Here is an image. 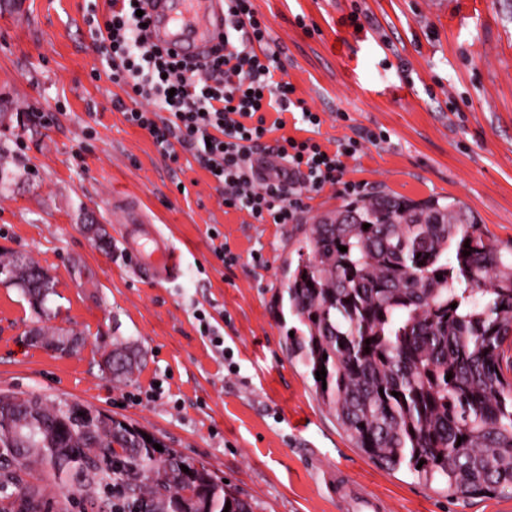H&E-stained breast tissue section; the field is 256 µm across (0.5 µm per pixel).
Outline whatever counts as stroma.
I'll list each match as a JSON object with an SVG mask.
<instances>
[{"label": "stroma", "mask_w": 512, "mask_h": 512, "mask_svg": "<svg viewBox=\"0 0 512 512\" xmlns=\"http://www.w3.org/2000/svg\"><path fill=\"white\" fill-rule=\"evenodd\" d=\"M253 4L297 97L323 118L321 144L389 131L347 162L360 196L457 198L492 239H512V0ZM92 7L106 18V0H0V260L24 255L55 283L43 311L0 284V392L143 428L227 479L253 512H345L326 483L338 471L380 512H512V496L451 499L352 447L288 355L297 320L280 302L305 224L351 194L325 187L295 224L225 212L192 154L163 155L113 107L119 88L92 79ZM355 11L358 30L347 22ZM32 112L56 121L32 123ZM116 191L140 197L180 251L176 283L135 273L109 210ZM217 240L235 262L216 256ZM198 309L223 347L202 335ZM36 330L80 346L56 350L33 341ZM120 344L139 353L122 382L104 363Z\"/></svg>", "instance_id": "35a3bbf8"}]
</instances>
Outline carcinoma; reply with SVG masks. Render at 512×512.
<instances>
[{"label":"carcinoma","instance_id":"cac0c4a2","mask_svg":"<svg viewBox=\"0 0 512 512\" xmlns=\"http://www.w3.org/2000/svg\"><path fill=\"white\" fill-rule=\"evenodd\" d=\"M295 252L286 293L298 325L288 351L352 446L442 484L450 498L512 493V378L502 366L512 241L492 242L460 200L381 193L315 218ZM1 275L39 307L54 294L29 260L0 261ZM136 359L113 350L112 377L128 379ZM143 433L105 413L67 415L60 403L0 394V447L14 461L0 467V487L32 467L57 477L77 466L85 476L77 492L89 500L114 482L116 512H223L228 502V512H252L204 463L158 451ZM44 506L41 488L27 484L10 512Z\"/></svg>","mask_w":512,"mask_h":512}]
</instances>
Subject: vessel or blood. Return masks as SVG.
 <instances>
[{"label":"vessel or blood","instance_id":"1","mask_svg":"<svg viewBox=\"0 0 512 512\" xmlns=\"http://www.w3.org/2000/svg\"><path fill=\"white\" fill-rule=\"evenodd\" d=\"M221 0H154L150 32L154 39L179 56L196 58L224 30ZM112 212L127 226L131 257L152 280L176 282L182 274V256L144 215L139 198L116 196Z\"/></svg>","mask_w":512,"mask_h":512}]
</instances>
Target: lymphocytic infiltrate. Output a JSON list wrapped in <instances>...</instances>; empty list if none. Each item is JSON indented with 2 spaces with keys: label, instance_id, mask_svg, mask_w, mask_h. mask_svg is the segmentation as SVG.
I'll list each match as a JSON object with an SVG mask.
<instances>
[{
  "label": "lymphocytic infiltrate",
  "instance_id": "lymphocytic-infiltrate-1",
  "mask_svg": "<svg viewBox=\"0 0 512 512\" xmlns=\"http://www.w3.org/2000/svg\"><path fill=\"white\" fill-rule=\"evenodd\" d=\"M140 3L108 0L105 21L93 11L84 17L110 81L122 91L112 104L163 153H173L178 145L190 151L211 175L221 205L247 212L257 224H292L304 211L305 198L325 186L357 191V183L345 178L347 159L364 143L389 141V134L364 129L358 138L337 141L332 151L316 141L323 119L282 79L286 67L252 0H224V32L200 66L150 41L137 15ZM269 108L276 113L271 121L264 116ZM294 111L309 136L277 141L275 150L288 163L287 179L258 174L254 156L264 138L285 128V113Z\"/></svg>",
  "mask_w": 512,
  "mask_h": 512
}]
</instances>
